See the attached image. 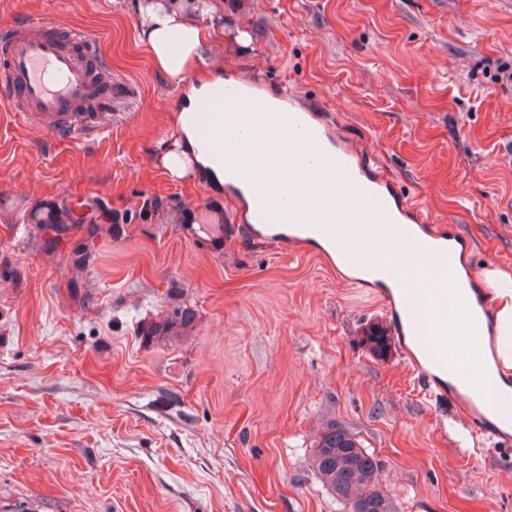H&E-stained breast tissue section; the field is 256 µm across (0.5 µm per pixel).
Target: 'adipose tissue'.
<instances>
[{"label": "adipose tissue", "instance_id": "1", "mask_svg": "<svg viewBox=\"0 0 512 512\" xmlns=\"http://www.w3.org/2000/svg\"><path fill=\"white\" fill-rule=\"evenodd\" d=\"M135 7L140 17L138 41L169 81L179 83L198 73L224 43V0H136ZM213 88L211 80L201 79L194 94L184 99L176 119L180 134L161 155L160 165L173 178L197 169L219 187L228 180L224 163L199 149L193 128L198 100ZM478 280L494 300L496 354L487 359L485 369L501 390L512 392V274L487 269Z\"/></svg>", "mask_w": 512, "mask_h": 512}]
</instances>
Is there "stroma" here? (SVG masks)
<instances>
[{"instance_id":"obj_1","label":"stroma","mask_w":512,"mask_h":512,"mask_svg":"<svg viewBox=\"0 0 512 512\" xmlns=\"http://www.w3.org/2000/svg\"><path fill=\"white\" fill-rule=\"evenodd\" d=\"M223 78L320 107L373 169L455 234L472 273L512 271V0H224ZM96 35L121 90L109 130L59 143L0 116V512H347L310 456L327 425L381 463L398 512H512V439L425 395L371 284L255 233L245 207L156 159L197 85L137 41L134 0H0ZM250 34L249 45L236 41ZM104 209L115 230L47 212ZM90 247L84 267L75 254ZM184 337L138 339L173 306ZM98 216H88L86 213H75V220L81 224H40V229L45 234L51 235L52 239L63 234L67 229L81 230L85 228L87 235L90 238H95L103 225L98 223ZM86 224H98L96 227L88 226ZM362 343L378 358H385L391 345V336L386 326L374 323L363 331Z\"/></svg>"}]
</instances>
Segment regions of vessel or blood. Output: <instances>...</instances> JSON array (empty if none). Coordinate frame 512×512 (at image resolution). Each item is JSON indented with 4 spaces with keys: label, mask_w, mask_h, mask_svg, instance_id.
I'll return each mask as SVG.
<instances>
[{
    "label": "vessel or blood",
    "mask_w": 512,
    "mask_h": 512,
    "mask_svg": "<svg viewBox=\"0 0 512 512\" xmlns=\"http://www.w3.org/2000/svg\"><path fill=\"white\" fill-rule=\"evenodd\" d=\"M0 104L15 121L43 120L56 141L78 142L102 131L112 117V68L80 29L27 19L4 25ZM197 112L203 148L249 189L250 224L286 228L294 244L308 234L325 235L340 264L351 270L390 269L393 286L381 296L411 340L406 356L425 391L463 403L477 431H487L496 419L512 424V394L498 392L478 371L485 339L468 298L448 278L454 250L432 251L402 230L405 219L428 224L417 204L395 194L383 175L368 177V162L348 146L320 155L334 131L316 107L299 103L291 91H281L272 103L262 81H230L202 99ZM228 123L243 130L234 150L221 134ZM261 140L282 159L279 170L250 158L251 145ZM442 373L449 383L439 381Z\"/></svg>",
    "instance_id": "b4317fda"
}]
</instances>
